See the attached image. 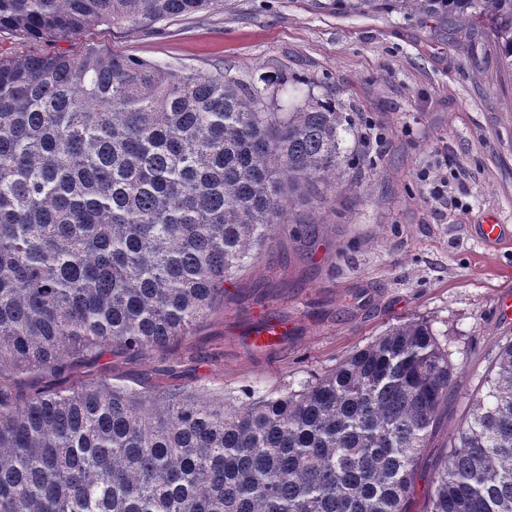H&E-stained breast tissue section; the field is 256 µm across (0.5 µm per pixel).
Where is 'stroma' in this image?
<instances>
[{
    "label": "stroma",
    "instance_id": "1",
    "mask_svg": "<svg viewBox=\"0 0 512 512\" xmlns=\"http://www.w3.org/2000/svg\"><path fill=\"white\" fill-rule=\"evenodd\" d=\"M96 46L244 82L291 74L334 94L360 134L378 129L380 159L350 170L319 234L287 233L242 272L208 318L166 354H108L60 373L18 379L11 392H68L89 379L139 389L174 384L237 401L300 389L390 327L426 321L457 369L448 407L419 469L422 512L431 466L470 408L499 345L512 340V86L495 57L473 61L433 20L333 0H222L135 30L95 27L66 50ZM443 185L441 198L431 190ZM507 228L494 245L480 224ZM286 320L268 356L249 351L254 316Z\"/></svg>",
    "mask_w": 512,
    "mask_h": 512
}]
</instances>
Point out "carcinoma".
<instances>
[{"label": "carcinoma", "instance_id": "cac0c4a2", "mask_svg": "<svg viewBox=\"0 0 512 512\" xmlns=\"http://www.w3.org/2000/svg\"><path fill=\"white\" fill-rule=\"evenodd\" d=\"M220 0H0V35L65 42ZM493 47L512 0H395ZM288 80L278 102L221 67L104 52L0 56V512H412L454 364L399 324L297 391L234 404L177 385H11L108 352H162L276 234L316 236L355 120ZM448 440L425 512H512V340Z\"/></svg>", "mask_w": 512, "mask_h": 512}]
</instances>
